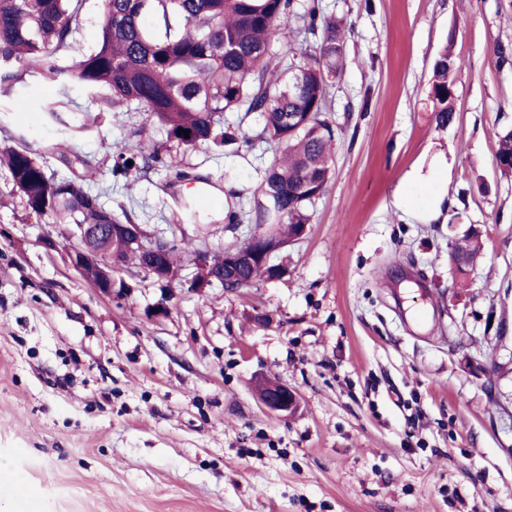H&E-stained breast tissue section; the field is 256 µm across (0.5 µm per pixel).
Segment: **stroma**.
<instances>
[{"instance_id":"1","label":"stroma","mask_w":512,"mask_h":512,"mask_svg":"<svg viewBox=\"0 0 512 512\" xmlns=\"http://www.w3.org/2000/svg\"><path fill=\"white\" fill-rule=\"evenodd\" d=\"M349 31L327 95L333 176L282 273L198 292L195 250L241 246L275 155L252 142L112 172L146 113L89 132L48 115L57 86L25 76L0 147L25 135L95 161L85 184L113 213L184 243L170 288L127 269L122 297L69 264V227L31 212L0 175V512H512V177L494 152L512 130V0H319ZM464 59L455 114L430 94L442 48ZM483 255L459 278L471 228ZM168 299L170 311L154 317ZM296 391L285 418L256 385Z\"/></svg>"}]
</instances>
